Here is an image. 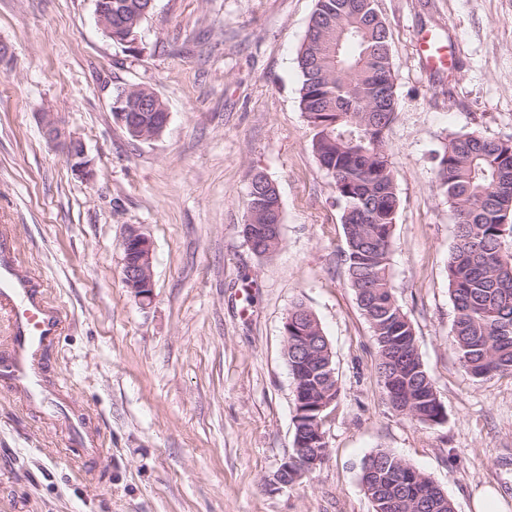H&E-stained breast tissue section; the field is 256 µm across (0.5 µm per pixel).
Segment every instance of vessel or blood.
<instances>
[{"label": "vessel or blood", "mask_w": 512, "mask_h": 512, "mask_svg": "<svg viewBox=\"0 0 512 512\" xmlns=\"http://www.w3.org/2000/svg\"><path fill=\"white\" fill-rule=\"evenodd\" d=\"M0 310L7 315L9 336L0 350V389L14 394L39 413L63 418L73 441L88 457L98 456L100 442L89 430L85 413L69 407L59 385L47 375L50 349L63 317L20 265L10 233L0 232Z\"/></svg>", "instance_id": "1"}]
</instances>
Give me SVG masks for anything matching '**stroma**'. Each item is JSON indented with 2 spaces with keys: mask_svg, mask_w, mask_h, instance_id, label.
Segmentation results:
<instances>
[{
  "mask_svg": "<svg viewBox=\"0 0 512 512\" xmlns=\"http://www.w3.org/2000/svg\"><path fill=\"white\" fill-rule=\"evenodd\" d=\"M314 8L155 0L132 54L98 27L93 0H0V227L64 314L49 374L106 448L81 463L62 421L0 394V512H371L360 465L380 449L428 474L456 512L489 491L512 512V377L473 378L451 344L456 219L434 159L451 135L512 140V0H377L397 101L390 276L445 410L428 426L383 399L342 207L300 110L295 59ZM426 32L451 46V69L421 59ZM140 83L170 112L149 141L111 112L113 89ZM44 112L83 142L92 179L46 138ZM256 171L282 203V244L265 257L242 235ZM133 229L153 243L146 305L122 282ZM298 301L328 338L340 395L328 460L282 488L295 415L283 323Z\"/></svg>",
  "mask_w": 512,
  "mask_h": 512,
  "instance_id": "stroma-1",
  "label": "stroma"
}]
</instances>
